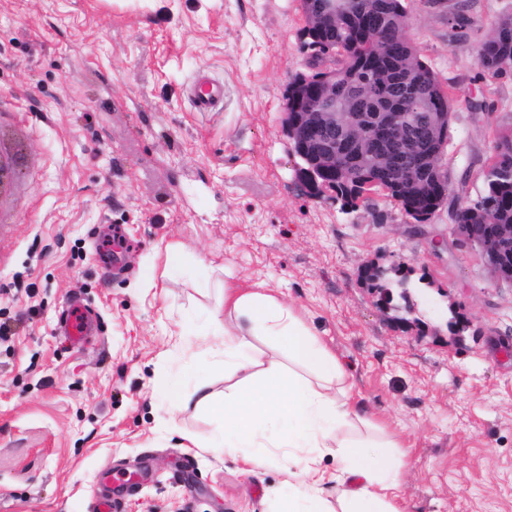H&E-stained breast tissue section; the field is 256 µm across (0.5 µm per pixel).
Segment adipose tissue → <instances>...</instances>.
Masks as SVG:
<instances>
[{
  "instance_id": "obj_1",
  "label": "adipose tissue",
  "mask_w": 512,
  "mask_h": 512,
  "mask_svg": "<svg viewBox=\"0 0 512 512\" xmlns=\"http://www.w3.org/2000/svg\"><path fill=\"white\" fill-rule=\"evenodd\" d=\"M224 280L222 365L238 382L221 398L203 384L194 390L197 406L223 423L209 442L211 450L249 451L250 463L258 467L266 461L265 449H287V477L275 512H402L395 489L407 466L406 450L389 436L340 435L344 427L365 423L366 416L338 358L263 284L236 287L229 271ZM258 336L274 341L305 374L288 372L285 361L253 350L251 340ZM325 456L336 461L332 503L314 476Z\"/></svg>"
}]
</instances>
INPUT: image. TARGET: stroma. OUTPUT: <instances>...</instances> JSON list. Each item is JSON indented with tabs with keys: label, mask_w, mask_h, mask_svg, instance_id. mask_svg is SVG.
Segmentation results:
<instances>
[{
	"label": "stroma",
	"mask_w": 512,
	"mask_h": 512,
	"mask_svg": "<svg viewBox=\"0 0 512 512\" xmlns=\"http://www.w3.org/2000/svg\"><path fill=\"white\" fill-rule=\"evenodd\" d=\"M405 5L408 38L453 93L448 199L418 229L383 195L345 213L298 181L281 112L309 69L299 0H0V321L16 327L0 344V512H93L106 466L127 481L118 512H272L287 449L250 469L207 450L208 413L173 409L196 382L232 383L219 337L171 334L223 324L224 263L274 288L407 446L405 512H512V285L452 229L484 191L495 130L512 128V75L476 59L512 0ZM200 69L224 82L218 111L189 106ZM368 261L426 278L427 332L383 314ZM74 293L98 320L82 350L59 334Z\"/></svg>",
	"instance_id": "35a3bbf8"
}]
</instances>
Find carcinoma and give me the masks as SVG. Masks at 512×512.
Here are the masks:
<instances>
[{
    "instance_id": "carcinoma-1",
    "label": "carcinoma",
    "mask_w": 512,
    "mask_h": 512,
    "mask_svg": "<svg viewBox=\"0 0 512 512\" xmlns=\"http://www.w3.org/2000/svg\"><path fill=\"white\" fill-rule=\"evenodd\" d=\"M405 0H336V28H302L314 40L336 43V89L354 85L356 90L340 98L336 125L321 129L323 138L351 139L350 112L399 113L401 126L419 136L418 151L397 147L393 153L380 149L361 132L359 149L370 155L369 168L336 164V193L329 199L342 209H356L366 199L358 186L367 178L384 175L395 157L411 175L420 177L422 158L434 152L436 164L441 144L429 126V113L451 110L452 97L430 66L421 59L405 32ZM482 72L498 78L512 74V12L501 15L477 50ZM485 191L460 212L463 224L473 225L474 235L493 242L500 224H512V133L506 132L494 146V156L484 172ZM448 184L432 183L426 191H399L400 210L418 223L427 220L447 195Z\"/></svg>"
}]
</instances>
